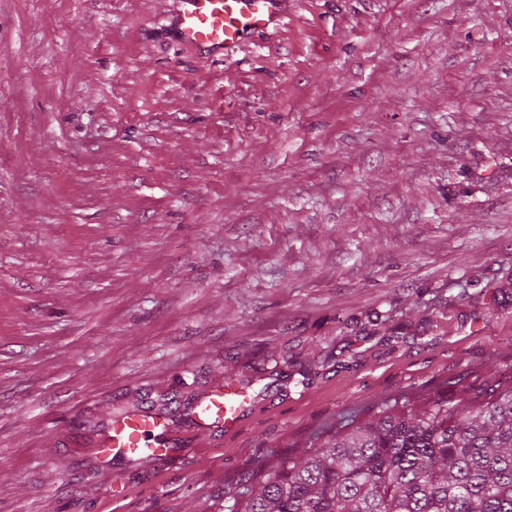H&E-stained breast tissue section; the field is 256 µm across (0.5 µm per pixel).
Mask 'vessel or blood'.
I'll return each mask as SVG.
<instances>
[{
    "label": "vessel or blood",
    "instance_id": "b4317fda",
    "mask_svg": "<svg viewBox=\"0 0 512 512\" xmlns=\"http://www.w3.org/2000/svg\"><path fill=\"white\" fill-rule=\"evenodd\" d=\"M288 0H181L171 22L178 42L203 50L229 51L240 47L250 32L284 23ZM251 405L233 384L216 387L198 406L196 422L201 432L235 430ZM175 443L169 436L167 417L129 412L116 418L100 443L101 453L118 449L131 456L156 460L170 455Z\"/></svg>",
    "mask_w": 512,
    "mask_h": 512
}]
</instances>
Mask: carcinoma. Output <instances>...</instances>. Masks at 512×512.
<instances>
[{"mask_svg":"<svg viewBox=\"0 0 512 512\" xmlns=\"http://www.w3.org/2000/svg\"><path fill=\"white\" fill-rule=\"evenodd\" d=\"M225 512H512V377L449 381L417 408L379 409L280 458Z\"/></svg>","mask_w":512,"mask_h":512,"instance_id":"obj_1","label":"carcinoma"}]
</instances>
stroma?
<instances>
[{"label":"stroma","mask_w":512,"mask_h":512,"mask_svg":"<svg viewBox=\"0 0 512 512\" xmlns=\"http://www.w3.org/2000/svg\"><path fill=\"white\" fill-rule=\"evenodd\" d=\"M0 0V512H224L377 408L512 369V0ZM237 381L255 408L181 413ZM175 453L104 465L112 415ZM288 0H181L171 22L178 42L203 50H234L251 31L284 24Z\"/></svg>","instance_id":"35a3bbf8"}]
</instances>
